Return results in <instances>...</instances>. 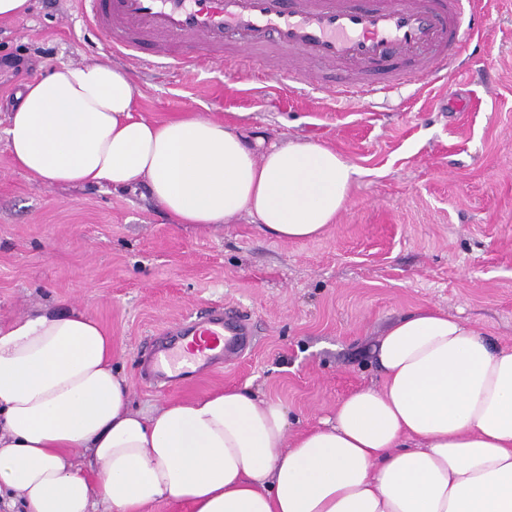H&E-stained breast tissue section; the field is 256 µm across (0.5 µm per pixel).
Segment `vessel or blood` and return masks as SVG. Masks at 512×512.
Here are the masks:
<instances>
[{
    "mask_svg": "<svg viewBox=\"0 0 512 512\" xmlns=\"http://www.w3.org/2000/svg\"><path fill=\"white\" fill-rule=\"evenodd\" d=\"M77 9L114 53L135 54L149 37L154 58L186 70L228 50L276 49L281 75L345 99L401 88L416 75L447 82L486 19L479 0H77ZM310 62L353 80L324 87ZM252 336L241 313L189 317L164 332L142 370L154 380L195 359L228 362Z\"/></svg>",
    "mask_w": 512,
    "mask_h": 512,
    "instance_id": "1",
    "label": "vessel or blood"
}]
</instances>
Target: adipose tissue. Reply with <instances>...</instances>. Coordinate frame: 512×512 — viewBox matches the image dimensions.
<instances>
[{
    "mask_svg": "<svg viewBox=\"0 0 512 512\" xmlns=\"http://www.w3.org/2000/svg\"><path fill=\"white\" fill-rule=\"evenodd\" d=\"M9 117L15 164L49 186L147 184L173 223L257 218L281 242L321 236L356 168L313 141L257 152L194 112L139 115L103 62L34 77ZM380 388L288 435L283 405L228 386L145 414L112 338L78 307L0 320V495L17 512H512V348L429 308L382 335Z\"/></svg>",
    "mask_w": 512,
    "mask_h": 512,
    "instance_id": "1",
    "label": "adipose tissue"
}]
</instances>
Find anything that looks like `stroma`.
I'll list each match as a JSON object with an SVG mask.
<instances>
[{
  "mask_svg": "<svg viewBox=\"0 0 512 512\" xmlns=\"http://www.w3.org/2000/svg\"><path fill=\"white\" fill-rule=\"evenodd\" d=\"M484 51L448 83L392 98L336 101L278 76L274 57L186 73L149 52H112L76 0H29L0 23V319L79 306L112 337L132 406L149 412L226 386L288 411V435L332 416L337 401L380 387L382 332L421 307L467 320L512 347V0H490ZM103 61L134 81L140 114L224 120L265 143L309 138L358 169L345 208L320 237L282 243L247 214L212 228L172 223L145 187H51L18 168L4 130L27 77ZM247 315L251 348L190 381L151 383L148 347L183 319Z\"/></svg>",
  "mask_w": 512,
  "mask_h": 512,
  "instance_id": "1",
  "label": "stroma"
}]
</instances>
